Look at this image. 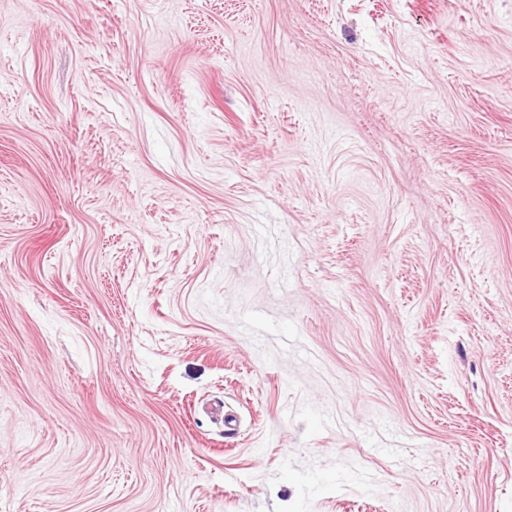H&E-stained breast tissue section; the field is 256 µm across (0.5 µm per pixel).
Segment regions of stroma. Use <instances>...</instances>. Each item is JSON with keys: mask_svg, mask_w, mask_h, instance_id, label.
Segmentation results:
<instances>
[{"mask_svg": "<svg viewBox=\"0 0 512 512\" xmlns=\"http://www.w3.org/2000/svg\"><path fill=\"white\" fill-rule=\"evenodd\" d=\"M0 512H512V0H0Z\"/></svg>", "mask_w": 512, "mask_h": 512, "instance_id": "1", "label": "stroma"}]
</instances>
